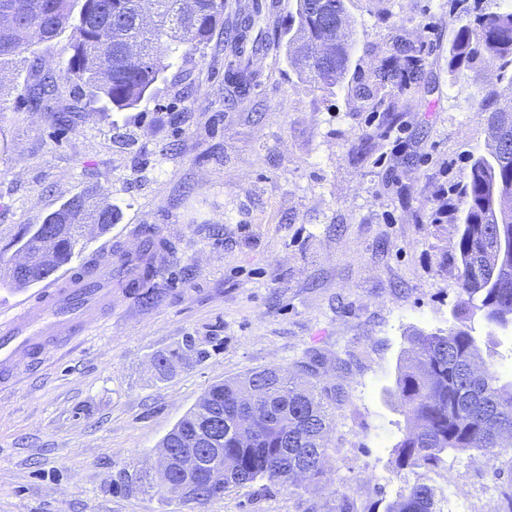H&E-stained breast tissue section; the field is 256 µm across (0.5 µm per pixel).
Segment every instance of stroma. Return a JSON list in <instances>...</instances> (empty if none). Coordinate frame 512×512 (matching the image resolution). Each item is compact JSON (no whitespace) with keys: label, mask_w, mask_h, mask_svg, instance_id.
<instances>
[{"label":"stroma","mask_w":512,"mask_h":512,"mask_svg":"<svg viewBox=\"0 0 512 512\" xmlns=\"http://www.w3.org/2000/svg\"><path fill=\"white\" fill-rule=\"evenodd\" d=\"M266 47L252 86L224 81L220 39L174 59L129 112L100 110L67 72V37L38 45L56 92L32 105L37 77L0 72V264L22 225L43 223L88 189L117 209L110 233L85 225L81 261L139 245L154 227L171 245L144 304L112 284L88 335L44 350L0 386V512H385L404 487L432 486L442 512H503L512 469L501 457L449 454L402 469L405 419L389 396L416 330L448 328L464 296L458 226L436 223L471 156L488 151L485 91L512 103L495 66L457 75L448 48L453 0H347L354 54L333 92L297 75L285 35L294 0H262ZM425 49V88L402 96L393 126L351 87L395 41ZM486 364L512 377V333L470 319ZM193 340L203 358L159 376L154 361ZM321 356L330 406L325 474L299 489L233 487L204 508L131 481L153 473L159 445L214 382Z\"/></svg>","instance_id":"35a3bbf8"}]
</instances>
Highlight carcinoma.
I'll return each mask as SVG.
<instances>
[{
  "label": "carcinoma",
  "instance_id": "cac0c4a2",
  "mask_svg": "<svg viewBox=\"0 0 512 512\" xmlns=\"http://www.w3.org/2000/svg\"><path fill=\"white\" fill-rule=\"evenodd\" d=\"M153 20L143 22V0H0V67L24 56L27 67L42 73L43 60L32 47L69 31L68 71L89 95L114 111L136 107L149 96L169 59L186 57L210 42L216 32L239 47L251 42V55L236 53L227 80L240 91L249 86L252 56L265 46L261 9L255 5L235 26L224 28V0H151ZM288 61L296 73L327 92L349 68L354 38L345 0H295L288 20ZM492 64L512 69V9L466 19L448 52V70L458 72ZM427 62L408 42L395 46L371 79L356 82L354 96L395 120V98L421 83ZM57 89L50 73L32 91L49 96ZM479 118L493 138L488 155L470 161L455 187L463 206L457 255L459 285L493 329H512V120L488 91ZM106 234L116 220L114 206L83 193L49 214L42 224L23 226L14 238L29 256L27 273L15 267L0 273L3 288H25L51 277L69 263L87 221ZM446 330L415 331L407 338L410 361L398 369L391 391L409 424L396 444L398 466L437 467L450 452L474 450L512 457V381L500 384L492 369L478 370L479 348L467 317L453 312ZM191 354L192 341L155 367L164 375ZM317 355L301 363L300 373L267 367L211 385L163 438L160 447L199 455L186 473L160 460L156 487L167 495L203 506L231 487L265 481L299 487L323 473L325 434L333 418L329 395L310 381ZM386 512H441L426 484L402 489Z\"/></svg>",
  "mask_w": 512,
  "mask_h": 512
}]
</instances>
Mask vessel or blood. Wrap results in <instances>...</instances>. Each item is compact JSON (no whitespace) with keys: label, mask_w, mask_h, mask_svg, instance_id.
Returning <instances> with one entry per match:
<instances>
[{"label":"vessel or blood","mask_w":512,"mask_h":512,"mask_svg":"<svg viewBox=\"0 0 512 512\" xmlns=\"http://www.w3.org/2000/svg\"><path fill=\"white\" fill-rule=\"evenodd\" d=\"M112 259L65 268L60 281L48 283L0 320V384L13 379L20 360L33 359L43 346L79 336L93 324L98 309L112 301L108 283Z\"/></svg>","instance_id":"b4317fda"}]
</instances>
